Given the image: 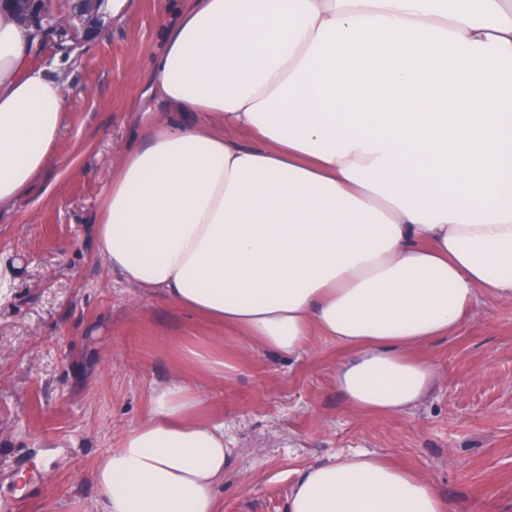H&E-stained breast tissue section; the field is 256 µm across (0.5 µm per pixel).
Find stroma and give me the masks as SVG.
Here are the masks:
<instances>
[{
	"mask_svg": "<svg viewBox=\"0 0 512 512\" xmlns=\"http://www.w3.org/2000/svg\"><path fill=\"white\" fill-rule=\"evenodd\" d=\"M176 0H106L75 17L79 41L45 36L36 57L64 73L70 107L59 167L0 206V512H97L94 468L150 415L153 395L191 380L199 414L233 450L219 512H286L309 467L356 451L430 481L456 512H512V298L482 297L451 335L415 350L440 372L406 411L350 408L336 387L348 351L313 332L288 357L126 285L97 252L112 170L152 97L161 16ZM232 349L239 374L209 376L185 348Z\"/></svg>",
	"mask_w": 512,
	"mask_h": 512,
	"instance_id": "obj_1",
	"label": "stroma"
}]
</instances>
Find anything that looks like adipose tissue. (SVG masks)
Masks as SVG:
<instances>
[{
	"instance_id": "obj_1",
	"label": "adipose tissue",
	"mask_w": 512,
	"mask_h": 512,
	"mask_svg": "<svg viewBox=\"0 0 512 512\" xmlns=\"http://www.w3.org/2000/svg\"><path fill=\"white\" fill-rule=\"evenodd\" d=\"M0 0V204L58 164L63 77ZM96 218L124 280L297 356L352 348V408L432 388L412 351L512 297V0H180ZM174 381L94 470L100 512H217L232 450ZM287 512H454L364 451L310 467Z\"/></svg>"
}]
</instances>
